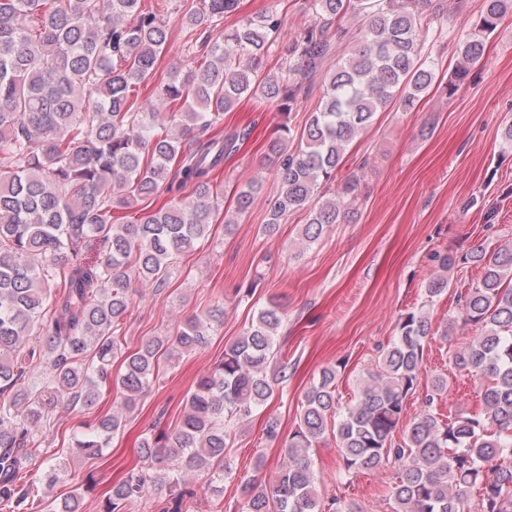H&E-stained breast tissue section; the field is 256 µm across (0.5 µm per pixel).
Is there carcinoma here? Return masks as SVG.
Listing matches in <instances>:
<instances>
[{
  "label": "carcinoma",
  "mask_w": 512,
  "mask_h": 512,
  "mask_svg": "<svg viewBox=\"0 0 512 512\" xmlns=\"http://www.w3.org/2000/svg\"><path fill=\"white\" fill-rule=\"evenodd\" d=\"M141 0H0V507L28 512L37 489L25 480L45 444L43 428L59 402L92 407L112 383L122 353V327L131 307V280L167 281L174 260L210 236L219 191L213 173L247 133L200 142L183 154L184 141L218 125L242 97L259 98L287 116L297 105L296 80L329 51L325 26L307 29L279 70L260 63L276 44L274 15L250 18L224 30L202 60L173 67L159 85V101L177 111L140 104L135 93L155 74L168 39L157 15ZM237 0H202L187 24L211 30ZM322 19L349 16L359 30L326 79L318 111L298 144L275 137L268 157L277 163L279 192L269 202L263 232L274 234L290 211L310 208L301 242L315 243L350 216L357 179L337 184L336 196L310 206L320 184L336 179L350 144L377 113L395 105L415 109L437 80L425 55L433 25L448 20L441 0H311ZM512 14V0H483L480 20L458 47L459 61L446 89L453 95L469 65L480 60L490 36ZM177 192L154 210L138 202L161 188ZM260 185L242 188L224 229L238 223ZM134 210L117 224L115 210ZM99 246L89 263L80 256ZM441 274L425 285V300L402 315L382 347L375 370L342 406L336 366L323 368L305 391L299 421L284 440L279 422L266 424L270 441L282 440L276 482L262 484L263 460L238 477L227 448L232 428L247 421L288 380V365L269 374L284 312L260 308L224 357L187 395L177 426L145 436L143 466L129 469L104 494L99 512H129L155 482L150 469L167 466L169 498L161 512H187L196 495L185 476L203 472V490L224 496V481L239 480L237 512H361L340 498L325 501L310 457L332 433L342 479L392 466L391 512H512V246L492 253L481 246L462 257L481 267L461 311L448 319L472 332L450 368L482 383L471 413L434 412L448 375L426 386L423 409L404 421L406 403L424 371V347L433 335L428 307L448 290L452 254L435 256ZM224 308L188 318L173 337H150L126 355L117 378L123 410L84 426L73 448L99 458L127 414L156 382L161 358L206 346ZM43 364L48 380L26 384L29 366ZM81 493L52 500L45 512H82Z\"/></svg>",
  "instance_id": "carcinoma-1"
}]
</instances>
